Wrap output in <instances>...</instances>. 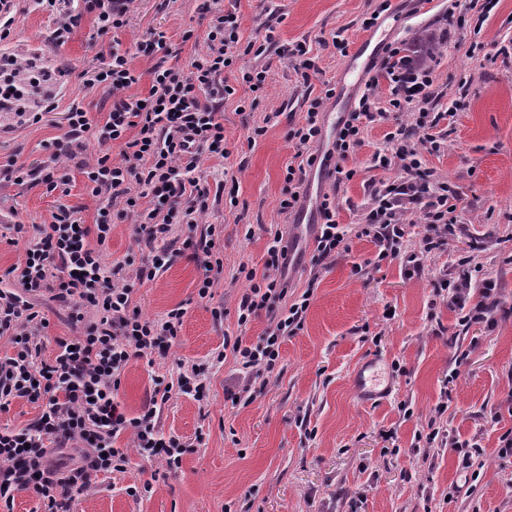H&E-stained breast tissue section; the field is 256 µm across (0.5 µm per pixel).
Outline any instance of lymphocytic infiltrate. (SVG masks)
<instances>
[{"label":"lymphocytic infiltrate","mask_w":512,"mask_h":512,"mask_svg":"<svg viewBox=\"0 0 512 512\" xmlns=\"http://www.w3.org/2000/svg\"><path fill=\"white\" fill-rule=\"evenodd\" d=\"M205 39V51L185 67L162 58V32L150 33L134 51L113 49L110 62L86 79L89 85L104 84L112 90V109L104 121L92 124L78 106L66 114L67 132L59 151L72 155L84 149L91 133L104 147L84 171L88 193L97 202L96 219L86 224L78 208L59 207L51 223L41 225L38 237L27 241L22 260L8 270L18 290L0 289V338L12 348L11 355L0 357V408L22 400L40 409L32 423L0 431V512H10L15 492L23 490L36 497L39 512H73L75 495L93 488L99 476L124 471L135 457L161 463L170 473L181 467L187 445L163 434L160 412L175 391L206 399L209 387L201 368L183 370L173 383L156 382L148 404L134 417L125 414L116 395L132 359L168 355L186 311L179 306L163 318H143L133 304L134 284L120 281L117 270L106 268L99 247L109 239L115 221L132 220L139 242L154 252L151 262L135 274L144 284L168 265L174 252L173 227L183 224L189 230L183 244L203 268L196 284L199 297L211 296L223 276L222 230L202 223L210 191L196 171L201 156L225 155L219 112L225 97L233 93L224 82V71L240 54L235 13L216 16ZM134 52L156 59L144 96L132 91L140 80L130 66ZM383 80L392 108L427 110L433 83L430 69L404 55L401 45H387L376 76L366 82L357 108L348 113L329 146L321 144L316 108H309L304 125L289 131L299 164L287 169L288 195L279 204L280 213L287 215L299 207L300 187L319 149L336 160L331 171L335 183L352 178L345 162L379 115L377 88ZM114 143L122 147L121 159L112 158L107 150ZM442 146L430 125L423 126L417 139L402 126L389 132L373 162L380 168H397L398 177L374 190L369 211L355 226L339 223L334 197L323 196L315 260L346 248L353 233L379 245V260H402L407 273L415 274L433 251L465 235L457 213V190L422 167V150L438 151ZM415 214L425 233L418 249L409 251L404 242L409 218ZM271 238L263 274H245L250 286L237 311L239 325L259 316L266 317L267 325L254 342L239 336L225 340L216 362L230 354L242 369L273 371L282 342L303 327L312 293L293 295L284 235L277 230ZM160 242L165 245L161 251L156 248ZM435 290L445 294L463 323L495 325L499 288L491 274L478 280L467 270L454 278L443 276ZM43 295L81 327L78 336L59 340L48 361L41 357V334L49 322L33 303L34 297ZM122 438L127 447H118Z\"/></svg>","instance_id":"obj_1"}]
</instances>
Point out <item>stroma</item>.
<instances>
[{
  "mask_svg": "<svg viewBox=\"0 0 512 512\" xmlns=\"http://www.w3.org/2000/svg\"><path fill=\"white\" fill-rule=\"evenodd\" d=\"M202 4L132 0L126 26L102 33L80 0H71L80 21L58 49L72 65L68 91L41 84L48 106L41 122L0 119V286L14 287L7 271L23 253L12 243L14 225L49 223L62 205L80 208L84 223L95 221L84 169L99 152L96 140L76 156H53L70 107H82L99 123L112 106L111 90L85 85L83 72L108 63L113 44L130 48L153 31L164 32L179 63L188 64L204 50L214 13L231 9L242 42L259 45L273 32L279 45L303 50L315 72L302 79L295 59L276 49L240 55L225 71L234 89L223 112L228 156L201 160L209 188L226 171L237 179L233 194L210 199L205 217L224 227V274L212 297L199 298L201 270L186 250L154 281L135 284L133 303L143 317L163 316L180 304L186 314L167 358L130 362L117 396L123 411L138 415L155 379H175L183 361L206 364L225 337L252 342L261 335L265 317L237 323L249 286L238 271L263 272L271 225L285 227L291 282L300 292L314 284V295L302 330L285 339L274 371L252 372L250 399L226 397L239 375L230 356L208 367V402L172 393L161 426L188 447L178 474L164 476L160 464L132 461L77 496L74 512H512V457L499 452L501 436L512 430V0H478L473 8L467 0H401L402 18L388 35L389 43L406 44L432 70L428 112L446 141L441 151L422 152V162L459 191L468 237L484 245L473 264L500 283L491 328L462 323L435 291L437 277L455 273L467 256L468 238L429 255L424 272L413 276L399 261L378 260L379 248L368 237L351 238L346 251L315 267L305 226L279 212L294 155L288 131L304 123L316 98L322 101L318 119L326 121L332 102L324 92L336 88L367 33L364 20L381 11L383 0H216L207 11ZM15 10L11 40H49L57 14L33 0H15ZM187 30L194 40L183 41ZM339 31L347 39L342 51L331 44ZM261 68L268 72L265 85L250 92L241 75ZM399 119L415 121L405 112L365 128L346 162L354 175L335 192L339 223L357 222L373 190L397 176V169L375 167L372 158ZM54 165L67 178L66 192L9 177L13 167ZM101 254L129 281L149 258L128 220L113 224ZM218 307L220 320L212 314ZM365 363L377 364L390 385L368 402L355 389V373ZM442 402L447 410L436 413ZM433 427L462 441L479 439L482 455L467 462L444 444H426L421 436ZM147 482L152 491L141 499L124 492Z\"/></svg>",
  "mask_w": 512,
  "mask_h": 512,
  "instance_id": "1",
  "label": "stroma"
}]
</instances>
